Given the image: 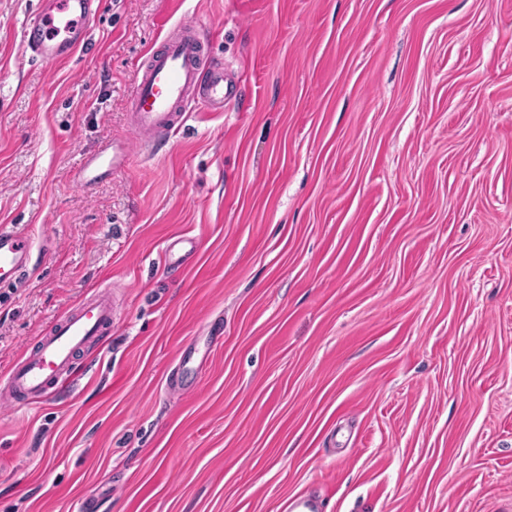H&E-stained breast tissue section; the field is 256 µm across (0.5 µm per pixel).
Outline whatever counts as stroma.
I'll return each instance as SVG.
<instances>
[{"instance_id": "1", "label": "stroma", "mask_w": 512, "mask_h": 512, "mask_svg": "<svg viewBox=\"0 0 512 512\" xmlns=\"http://www.w3.org/2000/svg\"><path fill=\"white\" fill-rule=\"evenodd\" d=\"M37 7L0 0V224L43 250L0 373L119 306L59 395L0 402V512H512V0H96L57 64ZM186 25L238 94L147 153L131 97ZM127 160L128 151H126V153L120 158L115 156L113 151L112 156L107 155L104 152H100L98 154L91 156L87 160L85 169L89 174H92L93 172H98L102 169H105V171L112 169V172H115L119 167L124 166Z\"/></svg>"}]
</instances>
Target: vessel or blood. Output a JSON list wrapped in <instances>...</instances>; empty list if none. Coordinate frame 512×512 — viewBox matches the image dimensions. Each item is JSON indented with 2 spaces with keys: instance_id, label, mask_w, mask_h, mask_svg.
Segmentation results:
<instances>
[{
  "instance_id": "b4317fda",
  "label": "vessel or blood",
  "mask_w": 512,
  "mask_h": 512,
  "mask_svg": "<svg viewBox=\"0 0 512 512\" xmlns=\"http://www.w3.org/2000/svg\"><path fill=\"white\" fill-rule=\"evenodd\" d=\"M94 0H41L23 29L34 56L48 63L66 61L85 45L94 20ZM203 46L192 29L169 37L153 52L131 100V126L140 137L169 135L187 117L188 92L198 84L197 60ZM224 74L213 72L198 104L209 110L224 106ZM34 239L13 225L0 224V284L25 275L32 265ZM117 313L115 294L95 291L59 317L0 374V399L30 408L59 392L63 378L76 371L78 353L101 347Z\"/></svg>"
}]
</instances>
